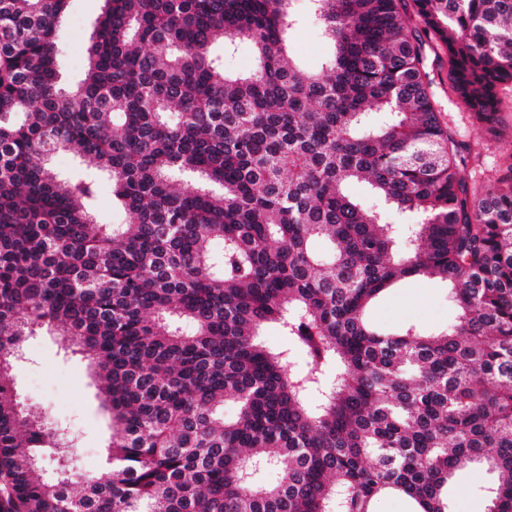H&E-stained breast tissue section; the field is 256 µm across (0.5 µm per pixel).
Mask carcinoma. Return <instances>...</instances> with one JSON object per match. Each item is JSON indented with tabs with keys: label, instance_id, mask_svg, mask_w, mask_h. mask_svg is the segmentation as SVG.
Returning a JSON list of instances; mask_svg holds the SVG:
<instances>
[{
	"label": "carcinoma",
	"instance_id": "1",
	"mask_svg": "<svg viewBox=\"0 0 512 512\" xmlns=\"http://www.w3.org/2000/svg\"><path fill=\"white\" fill-rule=\"evenodd\" d=\"M68 2L0 0V512H449L479 464L486 512H512V153L494 180L460 176L472 149L439 119L406 0H309L331 44L317 73L289 56L292 0H105L71 92ZM413 2L496 130L512 0ZM238 39L257 68L228 75L214 45ZM69 150L130 223H98L96 182L59 178ZM412 278L448 287L455 322L372 326ZM270 324L288 349L260 340ZM45 326L98 375L99 475L75 479L69 433L19 399ZM256 467L276 481L252 485Z\"/></svg>",
	"mask_w": 512,
	"mask_h": 512
}]
</instances>
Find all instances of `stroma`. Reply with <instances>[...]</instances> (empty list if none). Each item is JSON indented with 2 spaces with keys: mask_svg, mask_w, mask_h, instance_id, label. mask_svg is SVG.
<instances>
[{
  "mask_svg": "<svg viewBox=\"0 0 512 512\" xmlns=\"http://www.w3.org/2000/svg\"><path fill=\"white\" fill-rule=\"evenodd\" d=\"M103 7V0H70L67 6L59 24L58 40L59 70L65 86H74L84 74L90 35ZM292 9L299 21L289 33L291 55L304 68L319 69L330 45L320 25L310 16L307 0H293ZM429 72L440 120L454 126L460 139L480 153L479 167L465 169V177L480 172L485 178L495 179L501 151L512 149V86L503 92L509 120L491 134L469 117L450 90L447 51H437L430 57ZM52 163L61 177L89 176L98 180L101 190L96 215L100 223H128L129 216L113 197L112 182L106 173L69 151L56 154ZM455 316L446 287L434 281L403 283L371 309L372 321L385 329L410 322L433 331L447 327ZM24 352L25 358L16 368L22 401L41 410L48 422L65 427L74 436L77 466L82 472L102 473L110 432L96 397L92 367L81 356L66 352L59 338L44 329L27 339ZM490 480V474L481 467L458 472L451 494L452 512H485L483 488Z\"/></svg>",
  "mask_w": 512,
  "mask_h": 512,
  "instance_id": "stroma-1",
  "label": "stroma"
}]
</instances>
